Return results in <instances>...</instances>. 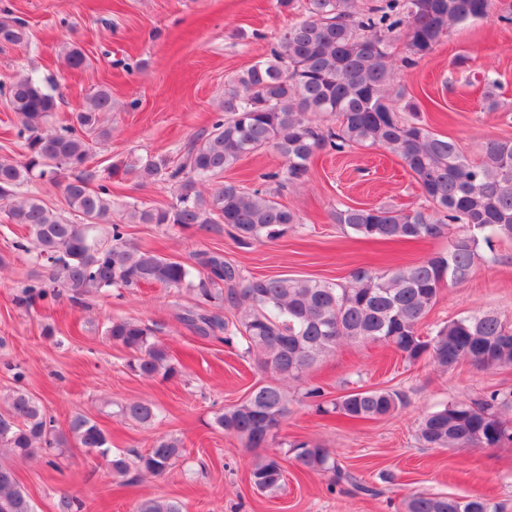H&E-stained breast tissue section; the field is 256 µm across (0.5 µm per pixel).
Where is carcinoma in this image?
Masks as SVG:
<instances>
[{"label":"carcinoma","instance_id":"1","mask_svg":"<svg viewBox=\"0 0 512 512\" xmlns=\"http://www.w3.org/2000/svg\"><path fill=\"white\" fill-rule=\"evenodd\" d=\"M491 0H305V18L274 37L269 56L224 84V100L209 127L199 131L174 162L165 156L115 163L112 178L133 176L142 184H167L174 201L167 207L126 206L129 222L170 224L180 229L221 232L229 229L243 245L283 237L297 215L277 194L224 182V172L262 149H274L284 168L263 175L276 190L301 187L322 151L379 147L399 158L413 173L426 205L409 209L388 205L336 207L333 220L353 237L368 241L416 242L448 234L454 224L467 232L448 242V251L410 265L352 270L347 284L288 276L247 277L219 252L202 250L188 262L174 261L125 239L123 227L110 224L112 187L89 185L88 136H109L102 126L112 111V94L101 88L72 113L70 123L50 125L58 108L53 83L19 75L3 86L9 109L24 140L25 159L0 154V211L22 224L36 259L55 280L77 295L114 286L158 285L187 288L205 304H227L238 312L237 324L207 309L188 310L181 319L201 336L236 337L270 381L253 387L240 402L224 407L215 424L246 448H266L288 417L285 382L298 380L343 343H376L410 363L428 361L451 369L462 363L490 370L512 366V322L494 312H473L444 322L424 334L423 320L435 306L443 285H459L471 276L482 250L493 240L512 242V139L486 142L479 161L459 143L422 123L419 107L399 103L396 70L429 55L452 28L487 15ZM404 37L408 53L399 57L394 42ZM28 32L19 20H0V44L21 45ZM58 180L76 217L71 220L33 194L16 189L36 176ZM112 341L128 350L130 368L140 377L171 378L179 373L172 355L151 327L135 319L113 320L106 328ZM404 405L388 389H356L332 409H319L349 421L376 420ZM512 391H494L469 401L455 400L424 415L417 437L427 448H497L512 443ZM118 416L141 425L156 421L148 400L118 406ZM64 436L42 405L14 393L0 415V449L16 457L58 455L73 440L105 459L112 474L131 471L159 477L183 456L181 439L156 437L145 454L112 450L109 436L95 422L76 416ZM301 472H329L333 482L347 478L333 452L312 440L289 444ZM257 490L271 492L284 481L281 457L269 453L252 464ZM402 512H497L487 497L455 496L415 490L401 501ZM0 512H33L28 495L13 472L0 465ZM132 512H184L164 497L135 503Z\"/></svg>","mask_w":512,"mask_h":512}]
</instances>
